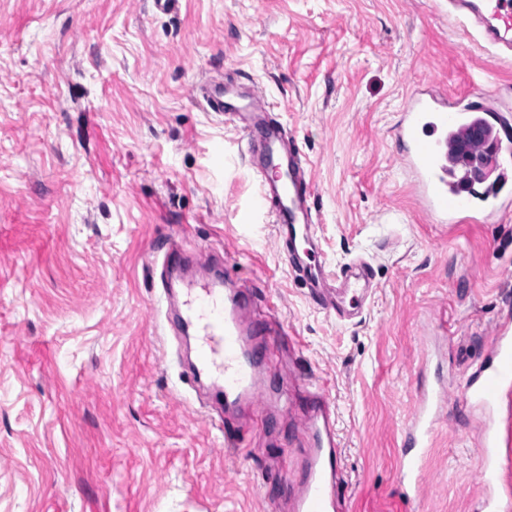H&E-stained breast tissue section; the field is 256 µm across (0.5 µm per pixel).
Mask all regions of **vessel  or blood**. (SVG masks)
<instances>
[{"label": "vessel or blood", "instance_id": "b4317fda", "mask_svg": "<svg viewBox=\"0 0 512 512\" xmlns=\"http://www.w3.org/2000/svg\"><path fill=\"white\" fill-rule=\"evenodd\" d=\"M448 10L478 28L489 44L512 53V0H448ZM203 97L213 111L236 121L248 156L263 152L257 205L270 214L277 242L287 249L291 272L308 283L318 306L333 308L341 319L359 313L369 297L364 286L368 270L361 264L343 268L333 290L322 267L315 265L314 189L295 141L287 138L283 127L268 121L271 105L265 95L257 89L241 96L229 89L207 88ZM463 130L479 132L481 142L493 144L498 156L512 157V115L483 93L451 97L434 89L432 81L419 82L404 100L394 128L396 140L406 147L404 160L413 191L423 211L438 224L479 220L473 187L464 186L461 176L448 171L449 157L459 148L457 135ZM212 269L203 281H183L173 322L193 332L194 371L209 379L225 410L270 405L264 359L255 350L262 331L246 322L249 305L243 293L232 288L228 273ZM463 390L487 414L493 431L482 449L483 496L478 512H512V326L498 328L488 357L466 377ZM310 398L313 409L303 426L305 448L299 477L288 496L289 508L347 512L341 439L326 386L315 385ZM444 399L441 390L422 393L406 428L408 446L398 472L400 482L417 484Z\"/></svg>", "mask_w": 512, "mask_h": 512}]
</instances>
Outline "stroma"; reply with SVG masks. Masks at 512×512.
I'll return each instance as SVG.
<instances>
[{
	"mask_svg": "<svg viewBox=\"0 0 512 512\" xmlns=\"http://www.w3.org/2000/svg\"><path fill=\"white\" fill-rule=\"evenodd\" d=\"M512 108V56L448 0H0V512H287L308 382L327 384L350 512H476L483 417L462 384L512 321V213L432 223L393 126L418 80ZM263 90L315 188L325 272L365 260L350 322L290 271L241 135L201 88ZM214 252L270 340L287 412L229 448L159 257ZM442 380L419 491L396 484L421 384Z\"/></svg>",
	"mask_w": 512,
	"mask_h": 512,
	"instance_id": "obj_1",
	"label": "stroma"
}]
</instances>
